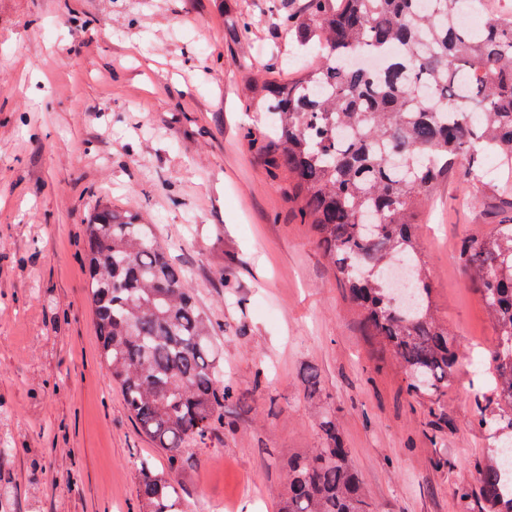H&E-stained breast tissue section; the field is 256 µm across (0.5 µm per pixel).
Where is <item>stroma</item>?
<instances>
[{
  "instance_id": "35a3bbf8",
  "label": "stroma",
  "mask_w": 512,
  "mask_h": 512,
  "mask_svg": "<svg viewBox=\"0 0 512 512\" xmlns=\"http://www.w3.org/2000/svg\"><path fill=\"white\" fill-rule=\"evenodd\" d=\"M302 4L0 0V512H141L140 459L167 465L99 359L83 230L105 202L141 213L186 271L234 390L185 455L190 505L280 512L289 459L323 446L333 412L377 512H469L456 488L492 449L471 357L495 331L458 244L512 217V179L483 159L417 216L463 357L440 405L412 398L244 138L268 121L243 64L287 79L316 61L275 19Z\"/></svg>"
}]
</instances>
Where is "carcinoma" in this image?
<instances>
[{
	"label": "carcinoma",
	"mask_w": 512,
	"mask_h": 512,
	"mask_svg": "<svg viewBox=\"0 0 512 512\" xmlns=\"http://www.w3.org/2000/svg\"><path fill=\"white\" fill-rule=\"evenodd\" d=\"M475 3L306 0L277 22L317 46V63L285 81H247L257 111L275 107L271 130L249 143L284 175L283 195L312 225L406 392L435 401L461 353L434 308L416 214L450 171L479 177L484 155L512 172V15L462 25ZM84 255L100 358L167 459L164 472L140 462L142 512H190L177 477L183 456L224 426L232 397L214 326L138 214L99 205ZM459 259L495 328L489 406L476 421L497 443L457 495L471 512H512V222L466 237ZM320 426L324 447L288 462L282 512H376L336 415Z\"/></svg>",
	"instance_id": "cac0c4a2"
}]
</instances>
